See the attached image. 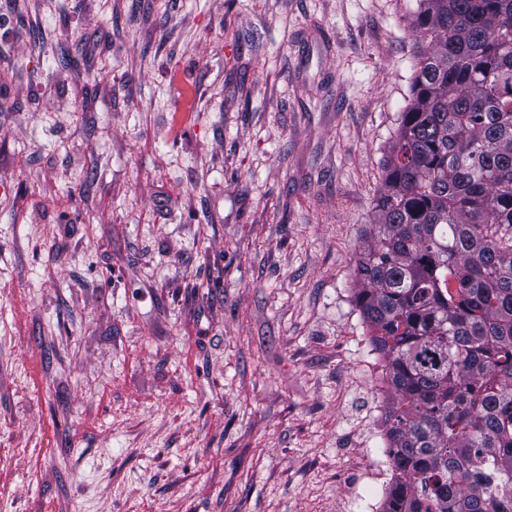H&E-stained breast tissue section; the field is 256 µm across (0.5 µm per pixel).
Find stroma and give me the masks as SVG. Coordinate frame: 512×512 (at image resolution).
Listing matches in <instances>:
<instances>
[{
	"label": "stroma",
	"mask_w": 512,
	"mask_h": 512,
	"mask_svg": "<svg viewBox=\"0 0 512 512\" xmlns=\"http://www.w3.org/2000/svg\"><path fill=\"white\" fill-rule=\"evenodd\" d=\"M410 2L0 0V512H378Z\"/></svg>",
	"instance_id": "35a3bbf8"
}]
</instances>
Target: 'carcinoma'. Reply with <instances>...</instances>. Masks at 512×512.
<instances>
[{"instance_id": "obj_1", "label": "carcinoma", "mask_w": 512, "mask_h": 512, "mask_svg": "<svg viewBox=\"0 0 512 512\" xmlns=\"http://www.w3.org/2000/svg\"><path fill=\"white\" fill-rule=\"evenodd\" d=\"M415 2L355 268L393 396L380 512H512V0Z\"/></svg>"}]
</instances>
